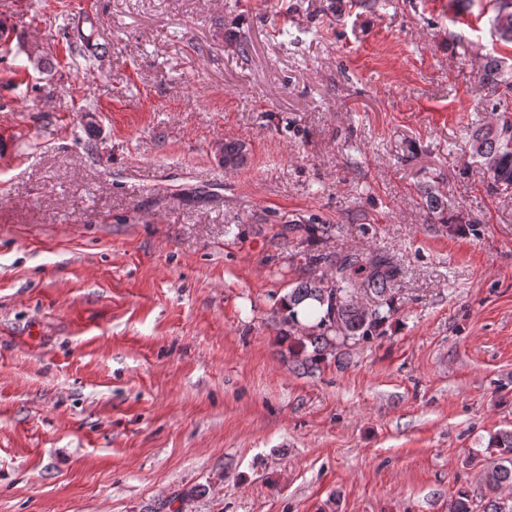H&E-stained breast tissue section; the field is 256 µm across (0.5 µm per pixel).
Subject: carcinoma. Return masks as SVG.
Listing matches in <instances>:
<instances>
[{
  "label": "carcinoma",
  "instance_id": "1",
  "mask_svg": "<svg viewBox=\"0 0 512 512\" xmlns=\"http://www.w3.org/2000/svg\"><path fill=\"white\" fill-rule=\"evenodd\" d=\"M492 28L499 40L512 44V0H493ZM480 87L497 97L491 111L498 113L493 124L474 123L470 140L479 164L490 175L486 189L491 193L512 188V64L496 56H487L480 71ZM397 276L393 264L381 257L349 254L336 259V279H310L300 282L288 292L286 303L280 304L282 321L289 329L300 332L290 336L288 351L302 367L308 362L325 359L348 341L370 340L382 334L383 326L396 311L392 285ZM367 289L374 304H360L356 293ZM307 300L315 301L324 315L313 326L300 327L287 307ZM312 355L307 356V347ZM492 463L485 471L486 489L492 493L512 486V431H500L489 442Z\"/></svg>",
  "mask_w": 512,
  "mask_h": 512
}]
</instances>
